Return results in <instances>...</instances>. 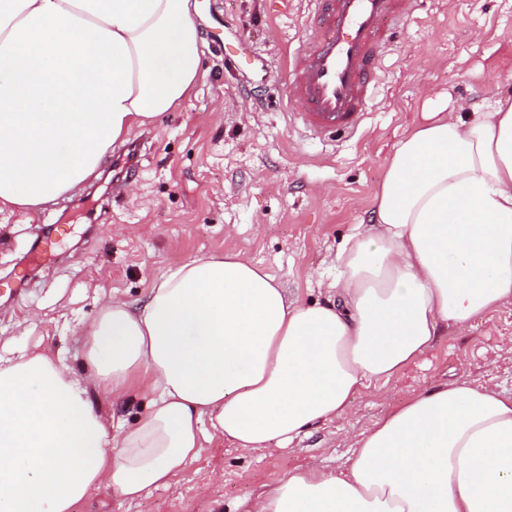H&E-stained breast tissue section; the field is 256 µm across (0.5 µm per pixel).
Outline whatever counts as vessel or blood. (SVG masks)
Instances as JSON below:
<instances>
[{
    "label": "vessel or blood",
    "mask_w": 512,
    "mask_h": 512,
    "mask_svg": "<svg viewBox=\"0 0 512 512\" xmlns=\"http://www.w3.org/2000/svg\"><path fill=\"white\" fill-rule=\"evenodd\" d=\"M307 41L288 60L290 120L330 137L361 130L384 48L420 0H310Z\"/></svg>",
    "instance_id": "obj_1"
}]
</instances>
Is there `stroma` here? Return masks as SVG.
<instances>
[{"label":"stroma","instance_id":"stroma-1","mask_svg":"<svg viewBox=\"0 0 512 512\" xmlns=\"http://www.w3.org/2000/svg\"><path fill=\"white\" fill-rule=\"evenodd\" d=\"M228 22L215 29L209 4ZM309 0H200L204 74L190 99L134 130L96 176L34 212L0 213V276L25 269L21 296L0 302V355L38 349L88 371L83 329L111 299L141 304L152 282L188 260L227 251L265 267L305 303L335 298L338 244L372 225L374 193L404 133L433 104H491L512 93V0H424L382 59L366 124L321 139L284 109L287 61L306 37ZM62 224L51 254L24 257ZM512 303L465 331L445 330L387 384L357 394L344 418L313 425L285 449L216 440L168 488L127 501L103 487L78 512H252L256 496L307 466L345 470L352 445L398 402L451 381L512 393ZM114 430L150 403L94 393Z\"/></svg>","mask_w":512,"mask_h":512}]
</instances>
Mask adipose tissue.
Segmentation results:
<instances>
[{
    "label": "adipose tissue",
    "instance_id": "1",
    "mask_svg": "<svg viewBox=\"0 0 512 512\" xmlns=\"http://www.w3.org/2000/svg\"><path fill=\"white\" fill-rule=\"evenodd\" d=\"M204 40L191 0H0V212L37 210L138 127L183 104ZM337 301L300 303L233 253L187 261L86 329L89 376L42 351L0 358V512H76L101 486L165 487L218 437L292 441L512 303V96L424 110L396 145L374 224L336 253ZM153 399L116 433L92 390ZM253 512H512V395L443 384L392 409L347 471L291 472Z\"/></svg>",
    "mask_w": 512,
    "mask_h": 512
}]
</instances>
